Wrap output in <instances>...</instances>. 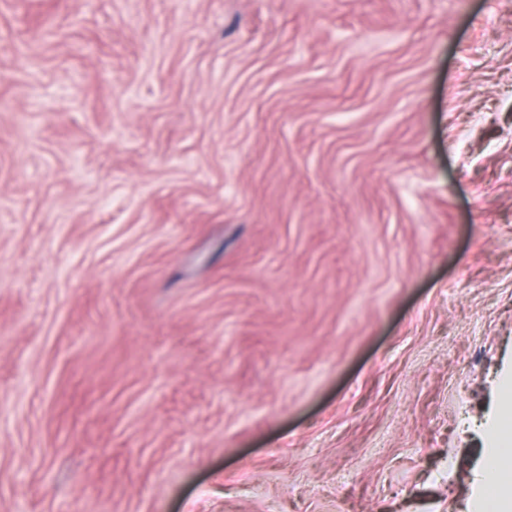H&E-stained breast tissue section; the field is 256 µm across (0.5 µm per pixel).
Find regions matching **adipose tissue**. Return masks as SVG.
Instances as JSON below:
<instances>
[{
  "mask_svg": "<svg viewBox=\"0 0 512 512\" xmlns=\"http://www.w3.org/2000/svg\"><path fill=\"white\" fill-rule=\"evenodd\" d=\"M503 410L487 422L489 448L478 475L472 512H512V378L503 377Z\"/></svg>",
  "mask_w": 512,
  "mask_h": 512,
  "instance_id": "ef3b65f1",
  "label": "adipose tissue"
}]
</instances>
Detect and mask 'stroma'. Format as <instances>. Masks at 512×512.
<instances>
[{"instance_id": "obj_1", "label": "stroma", "mask_w": 512, "mask_h": 512, "mask_svg": "<svg viewBox=\"0 0 512 512\" xmlns=\"http://www.w3.org/2000/svg\"><path fill=\"white\" fill-rule=\"evenodd\" d=\"M512 370V0H0V512H467Z\"/></svg>"}]
</instances>
